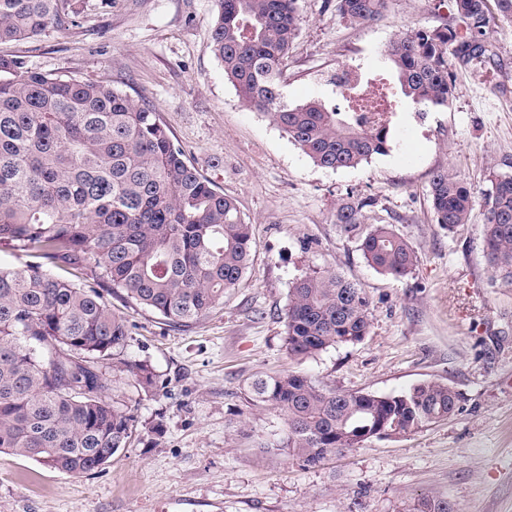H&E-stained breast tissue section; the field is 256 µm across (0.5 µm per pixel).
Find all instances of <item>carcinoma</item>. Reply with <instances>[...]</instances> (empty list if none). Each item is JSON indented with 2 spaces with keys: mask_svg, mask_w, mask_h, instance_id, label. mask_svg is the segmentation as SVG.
<instances>
[{
  "mask_svg": "<svg viewBox=\"0 0 512 512\" xmlns=\"http://www.w3.org/2000/svg\"><path fill=\"white\" fill-rule=\"evenodd\" d=\"M210 47L249 107L269 114L318 166L355 167L389 151L390 119L373 122L380 102L348 92L347 104L282 100L283 67L298 36V0H214ZM460 27L410 30L391 41L384 59L395 80L387 99L416 108L446 106L454 86L448 57L462 65L490 58L495 17L512 21V0H453ZM388 0H336L345 20L377 19ZM73 23L61 0H0V42L34 39ZM480 192L446 170L433 174L436 223L452 232L484 200V257L494 278L512 286V175L492 172ZM370 197H348L336 224L355 239L375 270L408 277L417 256L385 225L366 227ZM0 246L25 251L23 268L0 266V453L91 474L130 446L137 427L111 398L100 364L124 348L126 320L100 289L164 320L187 327L224 304L248 267L251 224L235 199L202 177L171 139L155 109L109 84L32 70L19 56H0ZM61 262L88 268L79 286L48 272ZM370 301L334 270L314 271L289 291L285 345L295 358L361 341ZM144 389L158 390L145 361L125 363ZM255 400L287 417L288 436L272 446L304 467L356 448L381 423L400 435L448 419L460 394L429 381L391 403L363 392H336L289 372L257 379ZM407 512H454L447 499L422 496Z\"/></svg>",
  "mask_w": 512,
  "mask_h": 512,
  "instance_id": "carcinoma-1",
  "label": "carcinoma"
}]
</instances>
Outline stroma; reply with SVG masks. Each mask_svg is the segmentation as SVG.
I'll use <instances>...</instances> for the list:
<instances>
[{"label": "stroma", "instance_id": "obj_1", "mask_svg": "<svg viewBox=\"0 0 512 512\" xmlns=\"http://www.w3.org/2000/svg\"><path fill=\"white\" fill-rule=\"evenodd\" d=\"M66 5L72 25L1 43L0 55L44 74L109 83L156 109L190 163L236 199L254 246L223 305L191 326H168L112 299L129 338L107 371L115 398L134 410L136 440L83 476L1 453L0 512H406L421 495L447 498L455 512H512V287L486 263L482 207L451 232L436 224L429 197L436 171L482 190L490 171L512 163V21L490 24L493 63L455 67L448 106L418 113L395 102L389 152L332 170L242 102L210 48L214 0ZM298 11L281 88L292 107L339 105L337 69L359 63L382 72L391 40L453 21L450 0H389L364 24L342 19L333 0H298ZM351 194L373 200L364 225L389 226L413 247L410 276L379 273L341 233L336 209ZM325 269L365 290L369 333L291 358L289 290ZM128 361L148 362L163 390L138 386ZM292 371L326 389L377 395L438 381L460 393V409L303 467L264 449L285 438L286 416L248 391L255 376Z\"/></svg>", "mask_w": 512, "mask_h": 512}]
</instances>
